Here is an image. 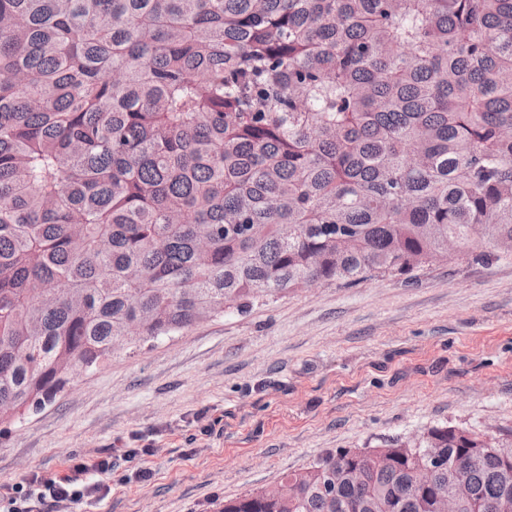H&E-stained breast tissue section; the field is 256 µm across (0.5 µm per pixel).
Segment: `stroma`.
Segmentation results:
<instances>
[{"label": "stroma", "mask_w": 512, "mask_h": 512, "mask_svg": "<svg viewBox=\"0 0 512 512\" xmlns=\"http://www.w3.org/2000/svg\"><path fill=\"white\" fill-rule=\"evenodd\" d=\"M444 424L512 430L511 259L229 305L116 350L0 425V485L125 448L108 493L68 512H215L326 450Z\"/></svg>", "instance_id": "35a3bbf8"}]
</instances>
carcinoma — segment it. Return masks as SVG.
Returning <instances> with one entry per match:
<instances>
[{
  "label": "carcinoma",
  "mask_w": 512,
  "mask_h": 512,
  "mask_svg": "<svg viewBox=\"0 0 512 512\" xmlns=\"http://www.w3.org/2000/svg\"><path fill=\"white\" fill-rule=\"evenodd\" d=\"M488 235L478 257L512 259V0H0V417L134 318L132 344L176 336ZM291 479L218 512H437L459 482L460 512H497L512 430L432 426Z\"/></svg>",
  "instance_id": "carcinoma-1"
}]
</instances>
